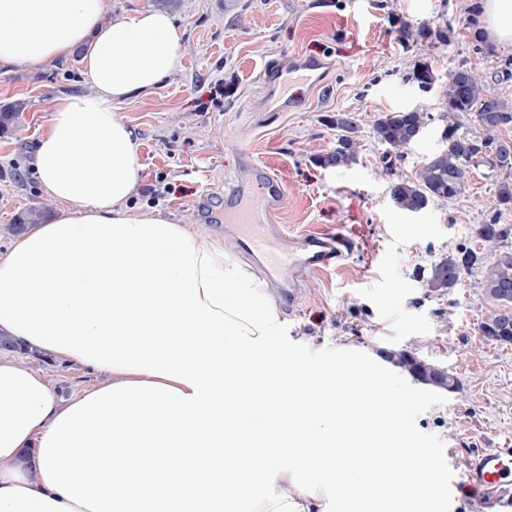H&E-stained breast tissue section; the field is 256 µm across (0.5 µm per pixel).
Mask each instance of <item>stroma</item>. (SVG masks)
Instances as JSON below:
<instances>
[{
	"label": "stroma",
	"instance_id": "35a3bbf8",
	"mask_svg": "<svg viewBox=\"0 0 512 512\" xmlns=\"http://www.w3.org/2000/svg\"><path fill=\"white\" fill-rule=\"evenodd\" d=\"M170 13L186 28L182 69L152 94L115 107L139 144L132 205L195 225L223 241L237 263L262 273L224 230L232 191L251 163L266 168L281 190L271 221L286 235L349 238L342 265L308 273L295 284L293 305L277 303L288 324V353L299 366L315 368L343 355L372 359L408 350L447 369L459 381L452 392L393 368L390 384L407 397L404 443L430 449L457 492L429 512H482L463 475L479 453L512 449V345L480 334L493 306L477 273L462 275L444 295L423 282L448 252L477 246L476 228L495 208L497 177L473 168L461 197L418 214L398 210L389 185L415 177L442 145L443 106L436 91L407 82L414 62L430 64L442 79L458 64L474 66L495 92L512 98V76L501 65L512 44L489 45L478 32L476 0H176ZM421 22L447 28V42L432 48L401 40L402 25ZM287 53L320 61L322 69L316 83L295 77L286 94L296 106L280 110L265 103L259 76ZM91 90L78 51L34 69L0 70V103H30L18 128L0 133V251L13 242L7 226L19 213L36 206L56 213L29 169L28 152L57 97ZM415 105L436 119L404 160H392L372 125L383 113ZM339 112L358 117L362 150L349 168L325 169L315 159L335 148L328 118ZM13 170L20 181L11 180ZM21 359L41 370L63 400L102 380L32 351Z\"/></svg>",
	"mask_w": 512,
	"mask_h": 512
}]
</instances>
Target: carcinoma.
<instances>
[{
  "mask_svg": "<svg viewBox=\"0 0 512 512\" xmlns=\"http://www.w3.org/2000/svg\"><path fill=\"white\" fill-rule=\"evenodd\" d=\"M401 39L434 47L448 41V30L420 23L401 32ZM406 80L417 85L430 84L437 88L444 105L440 120L445 122L442 147L419 165L414 179H402L390 185V195L397 207L407 212H418L434 202H448L458 198L465 190L469 170L484 165L502 174L496 184V213L478 225L475 235L497 249L478 252L460 249L430 267L424 287L437 294L453 288L464 273L476 270L481 275L480 285L484 297L494 309L486 321L479 325L485 338L500 344L512 343V247L506 241L512 237V226L500 223L502 210L512 209V99L499 96L491 90L484 77L473 67L464 64L448 73L444 82L426 62L414 63ZM29 102L21 99L0 105V132L16 127ZM432 115L428 112H386L377 118L373 131L377 139L390 146L395 158L405 157V150L415 139L414 130L428 125ZM331 124L339 132L336 149L317 158L326 168L348 166L357 161L359 145L356 140L357 119L350 113H337ZM475 125L480 133L472 135L467 127ZM46 209L29 207L8 226L12 234H19L29 224H38ZM386 358L407 372L416 381L446 389L459 386L451 374L437 380L433 376L434 364L417 358L408 350L386 353Z\"/></svg>",
  "mask_w": 512,
  "mask_h": 512,
  "instance_id": "1",
  "label": "carcinoma"
}]
</instances>
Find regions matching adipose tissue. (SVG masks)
<instances>
[{
  "instance_id": "obj_1",
  "label": "adipose tissue",
  "mask_w": 512,
  "mask_h": 512,
  "mask_svg": "<svg viewBox=\"0 0 512 512\" xmlns=\"http://www.w3.org/2000/svg\"><path fill=\"white\" fill-rule=\"evenodd\" d=\"M105 0H0V69L83 49L93 90L58 98L30 150L62 212L0 253V334L107 374L62 401L0 356V512H343L448 486L401 445L404 400L379 363L347 392L344 362L296 368L266 282L221 243L130 204L142 165L114 106L180 71L186 30L168 12L104 22ZM489 42H512V0H480ZM276 472L281 488L266 487Z\"/></svg>"
}]
</instances>
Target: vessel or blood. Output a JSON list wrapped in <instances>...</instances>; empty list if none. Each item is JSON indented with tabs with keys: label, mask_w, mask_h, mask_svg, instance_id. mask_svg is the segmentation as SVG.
Returning <instances> with one entry per match:
<instances>
[{
	"label": "vessel or blood",
	"mask_w": 512,
	"mask_h": 512,
	"mask_svg": "<svg viewBox=\"0 0 512 512\" xmlns=\"http://www.w3.org/2000/svg\"><path fill=\"white\" fill-rule=\"evenodd\" d=\"M317 68L314 61L301 62L291 55L277 66L264 69L261 80L268 92L274 93L275 104L283 108L287 105L286 100L275 94L276 85L282 76L301 70L313 72ZM241 189L246 197L245 204L225 212L224 222L233 230L242 254L249 257L264 256L267 272L284 276L301 275L307 267L318 264L325 266L334 258L331 241L323 234L303 236V244L312 249L310 256L299 258L287 251L282 258H271L270 239L264 228L276 208L279 189L270 174L254 164L246 168ZM465 479L468 485L482 491L485 507L506 504L508 496L512 495V450L501 448L478 454L470 462Z\"/></svg>",
	"instance_id": "vessel-or-blood-1"
}]
</instances>
